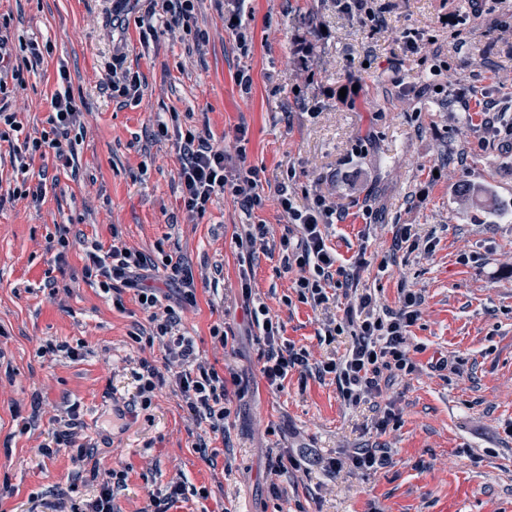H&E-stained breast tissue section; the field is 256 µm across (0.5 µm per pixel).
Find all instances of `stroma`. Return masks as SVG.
I'll return each instance as SVG.
<instances>
[{"label":"stroma","instance_id":"35a3bbf8","mask_svg":"<svg viewBox=\"0 0 512 512\" xmlns=\"http://www.w3.org/2000/svg\"><path fill=\"white\" fill-rule=\"evenodd\" d=\"M375 4L384 16L376 28L336 0H250L245 56L224 28L222 0H199V42L167 31L142 39L141 5L128 0L125 52L141 81L139 97L128 100L104 83L112 0H0L9 48L32 42L42 54L9 98L23 134L46 128L62 69L86 126L69 167L34 160L48 181L41 200L12 198L22 175L0 142V512H50L63 494L80 504L94 498L70 451L37 453L53 446L57 419L72 411L76 441L99 469L127 471L114 512H144L149 492L174 482L185 496L171 512H512V146L470 119L484 103L512 102V0H488L480 16L470 0ZM450 14L460 38L441 23ZM318 26L329 37L307 74L293 62V38ZM406 32L423 35L417 52L404 48ZM243 68L253 81L247 99L235 83ZM354 81L359 97L340 98ZM462 93L466 111L456 102ZM174 112L230 154L237 127L247 130L248 161L260 168L266 197L254 218L269 241L253 262L252 296L308 360L281 391L262 376L263 337L243 306L237 238L249 219L221 195L197 223L187 220L176 142L154 135ZM290 168L297 202L320 193L342 212L328 244L343 261L364 253L359 290L387 309L404 288L423 299L410 329L417 372L357 407L319 372L353 343L347 333L331 342L319 334L342 317L344 289L312 309L282 264L287 219L275 190ZM464 181L485 188L496 212L461 208ZM401 224L432 239V252L393 251ZM63 227L71 248L60 261L52 240ZM116 236L154 263L156 286L167 277L165 256L191 269L196 303L184 306L182 329L226 379L223 435L195 425L172 386L142 407L139 361L161 363L163 352L138 338L146 320L133 291L119 309L83 275L86 243ZM217 324L227 344L212 337ZM48 339L85 343L88 353L79 361L40 356ZM388 406L396 422L377 431ZM116 407L127 418L114 420ZM203 442L216 450L211 459L198 451ZM292 448L341 458L381 448L389 462L364 474L280 465Z\"/></svg>","mask_w":512,"mask_h":512}]
</instances>
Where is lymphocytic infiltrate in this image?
I'll use <instances>...</instances> for the list:
<instances>
[{
	"mask_svg": "<svg viewBox=\"0 0 512 512\" xmlns=\"http://www.w3.org/2000/svg\"><path fill=\"white\" fill-rule=\"evenodd\" d=\"M144 11L139 25L145 34L157 35L159 28L192 34L201 40L202 32L193 31L196 0H143ZM52 111L49 128L40 136L25 138L22 144L12 147L15 160L24 162L35 158L54 156L62 163H70L75 153V140L71 133L83 129L82 113L67 86H60L51 98ZM158 137H175L178 154V178L181 201L189 220L206 214L214 197L230 195L240 203L246 214H254L265 205L260 190V171L247 165V131L239 129L234 153L224 152L211 143L208 136L195 128L168 125L157 126ZM296 177L287 171L277 188L278 203L289 224L299 230L298 240L282 236L284 267L297 271L295 281L301 302L312 307L329 301V288L346 287L353 297L340 321L325 323L322 331L331 340L343 332H350L354 341L348 352L339 359L326 362L322 371L334 375L339 392L346 404L355 406L368 398L381 396L384 375L409 376L416 364L409 356V329L419 318L421 298L415 292L405 291L394 310H379L371 295L357 293L359 273L364 268V258L340 264L335 252L328 246L326 228L332 224L336 206L325 195H314L312 201L300 206L289 192L290 182ZM83 268L86 279L95 282L100 290L110 296L113 305H122L125 291H135L141 296V310L150 325L149 341L158 343L164 352L163 365L141 360L136 374L138 396L142 405H150L154 392L167 382H175L188 414L199 422L208 423L212 432L224 429L230 410L226 406L227 389L224 378L211 366L199 362L191 337L181 333V310L184 305L196 302V286L190 269L182 262H169V278L175 284L177 297L174 303H163L160 288L149 285L150 260L142 253L116 244L93 245L86 253ZM245 312L252 321L262 324L265 339L266 361L263 376L270 390L281 389L288 373L306 366L304 352L295 350L282 339L283 327L270 316L265 306H246ZM91 480L97 485L98 494L87 508L77 504L58 502L55 512H112L114 489L122 487L125 473L121 470L100 471L92 468Z\"/></svg>",
	"mask_w": 512,
	"mask_h": 512,
	"instance_id": "lymphocytic-infiltrate-1",
	"label": "lymphocytic infiltrate"
}]
</instances>
